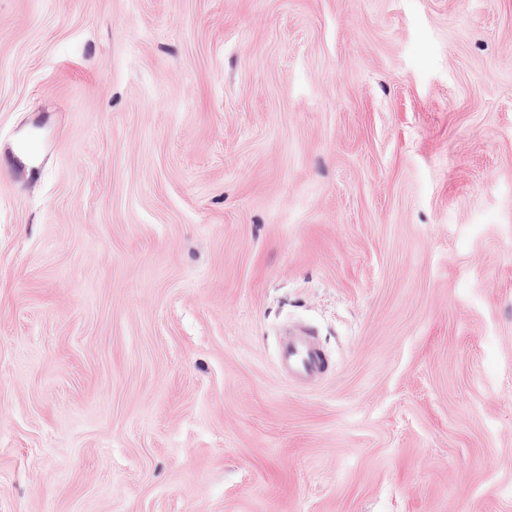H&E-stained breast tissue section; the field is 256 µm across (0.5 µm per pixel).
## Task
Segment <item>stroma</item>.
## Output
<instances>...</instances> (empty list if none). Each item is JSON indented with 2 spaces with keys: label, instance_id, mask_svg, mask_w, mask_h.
Listing matches in <instances>:
<instances>
[{
  "label": "stroma",
  "instance_id": "stroma-1",
  "mask_svg": "<svg viewBox=\"0 0 512 512\" xmlns=\"http://www.w3.org/2000/svg\"><path fill=\"white\" fill-rule=\"evenodd\" d=\"M0 512H512V0H0ZM279 362L289 379L297 382L325 377L330 369L325 351L311 336H288L280 344Z\"/></svg>",
  "mask_w": 512,
  "mask_h": 512
}]
</instances>
